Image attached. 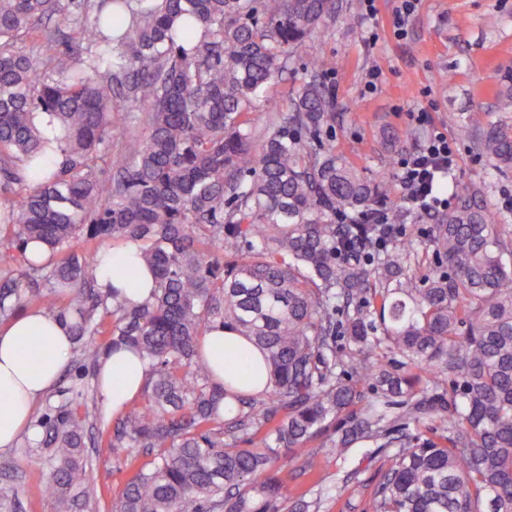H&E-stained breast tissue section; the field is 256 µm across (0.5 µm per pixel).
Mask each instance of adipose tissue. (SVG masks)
Segmentation results:
<instances>
[{
    "mask_svg": "<svg viewBox=\"0 0 512 512\" xmlns=\"http://www.w3.org/2000/svg\"><path fill=\"white\" fill-rule=\"evenodd\" d=\"M137 254L134 243L100 254L98 286L104 295L112 294L117 300L134 304L151 301L153 273L146 269L134 277L126 273L136 263ZM37 342L44 349L36 358L32 349ZM73 345L68 319L35 309L19 312L0 327V448L12 447L18 436L29 429L36 402L58 381ZM228 351L238 355L239 373L258 375L260 352L244 337L218 328L200 340V353L212 366L214 382L224 381V354ZM147 377L148 367L134 351L122 348L109 352L98 365L99 394L109 408L121 410L141 393Z\"/></svg>",
    "mask_w": 512,
    "mask_h": 512,
    "instance_id": "obj_1",
    "label": "adipose tissue"
}]
</instances>
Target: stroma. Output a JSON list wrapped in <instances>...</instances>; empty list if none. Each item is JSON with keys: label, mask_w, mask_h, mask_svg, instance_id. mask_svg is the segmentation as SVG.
Listing matches in <instances>:
<instances>
[{"label": "stroma", "mask_w": 512, "mask_h": 512, "mask_svg": "<svg viewBox=\"0 0 512 512\" xmlns=\"http://www.w3.org/2000/svg\"><path fill=\"white\" fill-rule=\"evenodd\" d=\"M356 0H336V18L318 28L288 64L282 81L252 114L257 139L271 131L275 111H286L288 94L307 68L333 75L336 122L325 141L354 161L365 175L393 169L395 154L380 138L388 129L400 138V151L418 148L425 128L411 125L410 112H428L433 125L447 131L461 152L460 179L484 182L487 205L500 210L512 196V171L495 173L477 150L478 122H512L506 106L505 77L512 73V0H420L408 34L394 32L398 0H377L376 40L364 33ZM382 73L377 93L364 90L371 69ZM96 384V369L72 355L39 412L60 405L71 387ZM91 440L86 449L89 482L101 512H112L138 468L156 461L158 448H113L99 436L113 429L119 413L108 411L99 395L88 401ZM387 467L381 454L353 452L339 459L328 453L293 451L285 469L281 512H297L301 499H320V512H375V492ZM48 449L14 445L0 449V502L13 512H54L45 490Z\"/></svg>", "instance_id": "stroma-1"}]
</instances>
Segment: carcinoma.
Instances as JSON below:
<instances>
[{
    "label": "carcinoma",
    "instance_id": "obj_1",
    "mask_svg": "<svg viewBox=\"0 0 512 512\" xmlns=\"http://www.w3.org/2000/svg\"><path fill=\"white\" fill-rule=\"evenodd\" d=\"M85 55L59 48L61 0H0V320L21 298L73 320L96 365L132 347L149 367L147 405L129 404L109 443L162 448L126 485L116 512H280L288 452L320 441L339 457L390 449L376 512H512V233L476 181L451 185L434 215L435 264L412 272L414 246L378 241L363 218L389 196L323 135L334 89L303 78L278 128L255 146L254 103L293 55L336 17V0H77ZM27 38L41 54H26ZM146 112L141 143L107 162L125 129L113 102ZM44 112L63 132L44 136ZM480 154L512 170V125L488 124ZM59 153L51 173L44 159ZM111 164L113 175L101 174ZM86 238L139 246L153 301L109 303ZM59 256L51 269L25 242ZM68 289L66 301L50 296ZM112 322H106V317ZM222 327L264 354L256 394L212 381L200 337ZM110 336L103 347L88 336ZM346 339L336 346V337ZM36 416L52 448L57 512H99L84 456L85 390ZM436 428L403 434L424 418Z\"/></svg>",
    "mask_w": 512,
    "mask_h": 512
}]
</instances>
